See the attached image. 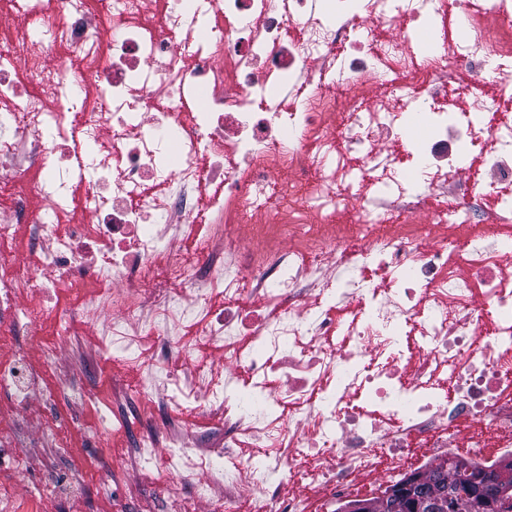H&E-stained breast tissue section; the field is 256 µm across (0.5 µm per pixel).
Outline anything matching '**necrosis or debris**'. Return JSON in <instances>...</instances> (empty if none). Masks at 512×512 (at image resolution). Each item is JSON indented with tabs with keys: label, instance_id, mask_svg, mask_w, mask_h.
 <instances>
[{
	"label": "necrosis or debris",
	"instance_id": "necrosis-or-debris-1",
	"mask_svg": "<svg viewBox=\"0 0 512 512\" xmlns=\"http://www.w3.org/2000/svg\"><path fill=\"white\" fill-rule=\"evenodd\" d=\"M14 3L0 172L38 176L0 224L1 392L79 393L40 387L21 300L107 281L53 313L111 312L101 355L140 377L112 391L125 464L163 449V512H329L411 456L512 452V36L488 37L512 0Z\"/></svg>",
	"mask_w": 512,
	"mask_h": 512
}]
</instances>
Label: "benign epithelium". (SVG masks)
Wrapping results in <instances>:
<instances>
[{
  "label": "benign epithelium",
  "mask_w": 512,
  "mask_h": 512,
  "mask_svg": "<svg viewBox=\"0 0 512 512\" xmlns=\"http://www.w3.org/2000/svg\"><path fill=\"white\" fill-rule=\"evenodd\" d=\"M474 474L472 484L462 489L450 488L435 497L423 492V483L429 473L419 471L407 476L404 481L387 494L393 500L409 492L415 495L416 512H492L496 505L508 502L512 494V459L505 460L491 471L468 468Z\"/></svg>",
  "instance_id": "benign-epithelium-1"
}]
</instances>
